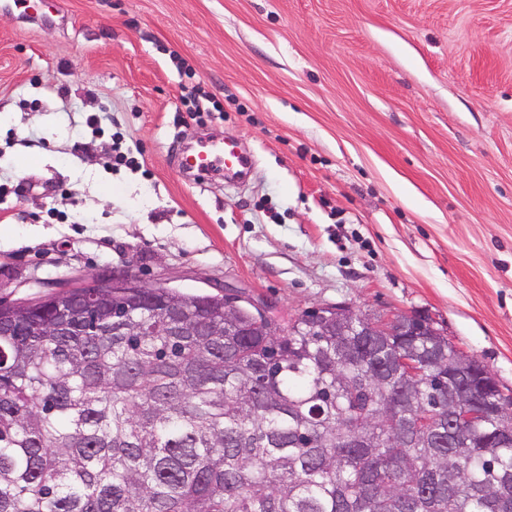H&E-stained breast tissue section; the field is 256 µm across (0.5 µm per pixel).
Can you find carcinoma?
I'll list each match as a JSON object with an SVG mask.
<instances>
[{
	"instance_id": "1",
	"label": "carcinoma",
	"mask_w": 512,
	"mask_h": 512,
	"mask_svg": "<svg viewBox=\"0 0 512 512\" xmlns=\"http://www.w3.org/2000/svg\"><path fill=\"white\" fill-rule=\"evenodd\" d=\"M0 512H512V417L456 436L439 328L365 336L224 296L75 288L0 324ZM485 403L498 384L471 359Z\"/></svg>"
}]
</instances>
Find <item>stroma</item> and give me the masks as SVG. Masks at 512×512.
<instances>
[{"label":"stroma","instance_id":"stroma-1","mask_svg":"<svg viewBox=\"0 0 512 512\" xmlns=\"http://www.w3.org/2000/svg\"><path fill=\"white\" fill-rule=\"evenodd\" d=\"M49 7L0 12L1 301L128 273L285 320L425 315L512 398V0ZM195 135L249 179L182 176ZM116 141L137 167L106 166Z\"/></svg>","mask_w":512,"mask_h":512}]
</instances>
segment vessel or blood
Wrapping results in <instances>:
<instances>
[{"label": "vessel or blood", "instance_id": "b4317fda", "mask_svg": "<svg viewBox=\"0 0 512 512\" xmlns=\"http://www.w3.org/2000/svg\"><path fill=\"white\" fill-rule=\"evenodd\" d=\"M248 159L233 140L219 143L199 140L187 146L181 157L180 166L195 178L205 180L216 172H223L226 180L234 181L242 176Z\"/></svg>", "mask_w": 512, "mask_h": 512}]
</instances>
